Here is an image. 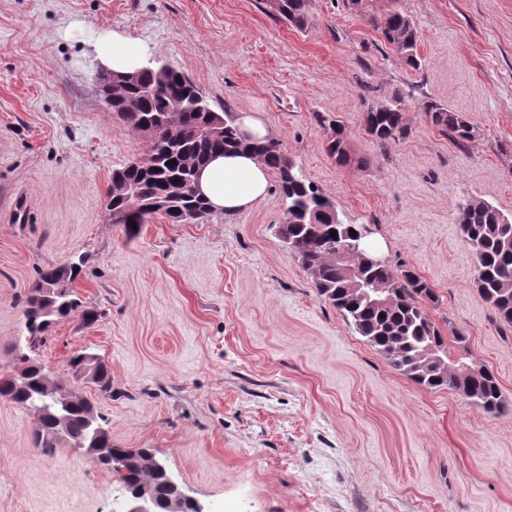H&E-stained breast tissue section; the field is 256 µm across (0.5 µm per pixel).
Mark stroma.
Instances as JSON below:
<instances>
[{
    "instance_id": "1",
    "label": "stroma",
    "mask_w": 512,
    "mask_h": 512,
    "mask_svg": "<svg viewBox=\"0 0 512 512\" xmlns=\"http://www.w3.org/2000/svg\"><path fill=\"white\" fill-rule=\"evenodd\" d=\"M419 68L388 48L367 10L312 0L297 30L262 0H0V372L24 333L40 269L81 262V312L52 324L36 358L91 400L117 447L153 449L206 512H512V337L475 285L455 219L477 198L512 214V0H398ZM146 41L217 112L257 113L343 221L422 276L445 336L497 376L496 414L395 370L277 237L278 178L236 215L153 216L127 230L106 207L112 171L144 150L102 102L96 45ZM401 100L409 134L379 149L364 114ZM462 113L463 149L423 112ZM348 150L326 151L329 120ZM96 312L94 323L82 311ZM77 352L111 369L112 391L75 378ZM36 412L0 398V512H112L128 493L60 437L35 442ZM332 134L327 141L326 150L331 157L336 159V163L340 166H348L352 162V157L347 150V133L345 128L336 120L329 121Z\"/></svg>"
}]
</instances>
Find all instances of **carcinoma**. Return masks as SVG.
<instances>
[{"instance_id":"cac0c4a2","label":"carcinoma","mask_w":512,"mask_h":512,"mask_svg":"<svg viewBox=\"0 0 512 512\" xmlns=\"http://www.w3.org/2000/svg\"><path fill=\"white\" fill-rule=\"evenodd\" d=\"M271 16L296 29L306 27L311 0H276ZM389 48L413 68L420 66L418 35L410 16L388 6L381 19H373ZM120 75L107 70L98 74L101 92L116 98V112L137 138L146 131L147 151L136 162L112 170L107 208L125 213L124 225L141 224L160 215L170 224H186L212 213L207 199L190 191L197 171L208 158L242 147L231 112L213 111L195 83L180 70L159 64L140 73L137 83H118ZM423 112L438 132L462 148L477 139V131L461 113L427 101ZM332 134L328 154L340 166L352 157L347 150V133L339 123H329ZM364 130L384 149L408 134L404 109L398 100L378 101L364 116ZM255 156L278 177L286 202L285 221L276 234L288 252L298 258L319 295L338 309L370 346L382 353L392 366L419 385L431 390L451 389L488 412H502L505 405L495 374L468 363L466 337L456 332L448 340L432 320L425 302L436 300L433 289L403 262L372 264L357 257L360 286L348 279L339 249L354 240L359 224L336 222V210L314 185L307 182L288 158L281 143L273 139L251 145ZM457 223L475 259V285L490 303L495 322L512 333V215L493 204L468 199L457 207ZM336 236H330V232ZM77 264L47 267L38 271L24 312L25 349L17 350L14 372L0 374V397L20 408L39 410L36 443L49 453L59 438L58 417L66 419L65 436L74 444H96L107 449L100 464L112 468V459L123 460L116 474L126 487H148L161 495L165 475L141 469L150 448L135 452L112 446L108 432L90 423L91 403L80 398L55 403L44 397L51 384L43 366L31 356L45 340L51 322L65 318L80 307L71 290L79 275ZM92 382L104 393L112 391L108 366L98 362Z\"/></svg>"}]
</instances>
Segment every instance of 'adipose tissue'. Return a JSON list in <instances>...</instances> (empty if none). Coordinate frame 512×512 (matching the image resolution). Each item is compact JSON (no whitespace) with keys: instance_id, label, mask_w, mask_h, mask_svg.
<instances>
[{"instance_id":"ef3b65f1","label":"adipose tissue","mask_w":512,"mask_h":512,"mask_svg":"<svg viewBox=\"0 0 512 512\" xmlns=\"http://www.w3.org/2000/svg\"><path fill=\"white\" fill-rule=\"evenodd\" d=\"M97 57L109 70L134 74L151 65L150 46L115 32L104 35ZM198 188L213 211L236 214L251 210L269 188V170L250 151L241 150L210 159L198 172Z\"/></svg>"}]
</instances>
